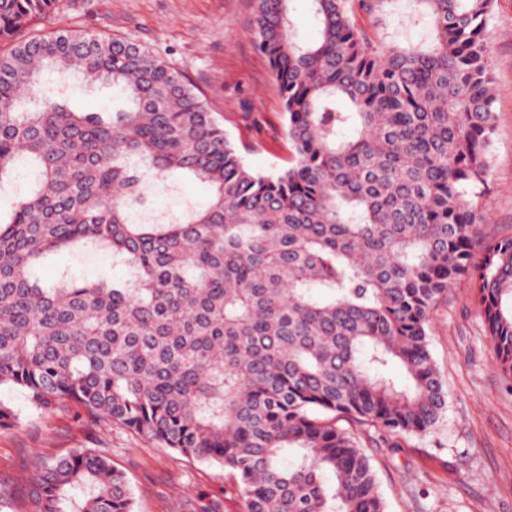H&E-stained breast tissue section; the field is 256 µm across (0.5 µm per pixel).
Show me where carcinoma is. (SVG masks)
Listing matches in <instances>:
<instances>
[{"instance_id": "1", "label": "carcinoma", "mask_w": 512, "mask_h": 512, "mask_svg": "<svg viewBox=\"0 0 512 512\" xmlns=\"http://www.w3.org/2000/svg\"><path fill=\"white\" fill-rule=\"evenodd\" d=\"M255 2L292 153L276 174L165 59L78 30L22 37L64 0H0V188L28 185L0 213V388L223 466L239 512H386L362 436L439 421L429 323L456 281H474L512 379V237L485 240L478 212L496 0H410L421 45L392 39L394 0H309L310 42L293 0ZM71 76L123 105L74 110ZM184 175L206 205L131 221L150 179ZM88 247L128 278L39 284L50 255ZM26 482L23 512H133L99 450L41 456ZM293 28L303 39H309L314 33V22L307 0H295L292 3Z\"/></svg>"}]
</instances>
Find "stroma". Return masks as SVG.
I'll return each mask as SVG.
<instances>
[{
    "mask_svg": "<svg viewBox=\"0 0 512 512\" xmlns=\"http://www.w3.org/2000/svg\"><path fill=\"white\" fill-rule=\"evenodd\" d=\"M253 0H67V7L37 19L34 30L77 29L126 38L164 58L192 83L246 163L267 174L287 166L288 138L277 87L251 37ZM493 77L498 88L488 186L479 204L488 238L512 236V0H497L489 22ZM208 185L183 178L179 191L151 189L155 209L179 212L204 204ZM79 279L120 277L121 266L101 251L62 252L40 270ZM430 349L447 384L448 403L433 431L377 439L367 450L387 512H512V384L484 333L470 279L454 283L432 312ZM19 419L0 431V485L23 494L30 459L75 448L108 450L133 492V512H187L186 502L224 503L229 477L216 463L192 460L158 447L115 423L72 409L35 410L24 391L0 389Z\"/></svg>",
    "mask_w": 512,
    "mask_h": 512,
    "instance_id": "stroma-1",
    "label": "stroma"
}]
</instances>
